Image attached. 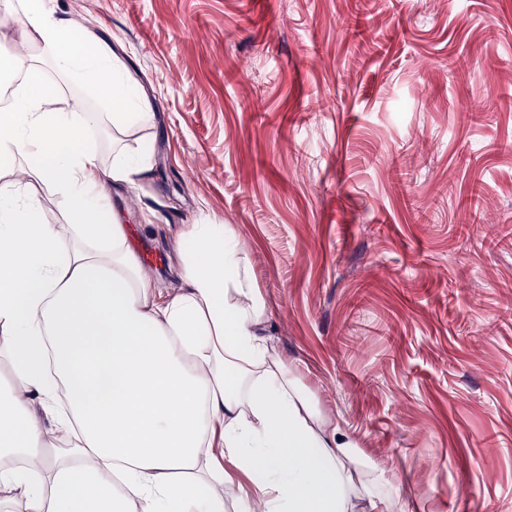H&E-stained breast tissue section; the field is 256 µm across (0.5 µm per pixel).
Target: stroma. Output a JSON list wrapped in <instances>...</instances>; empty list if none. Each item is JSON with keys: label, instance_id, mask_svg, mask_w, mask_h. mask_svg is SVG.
Returning <instances> with one entry per match:
<instances>
[{"label": "stroma", "instance_id": "stroma-1", "mask_svg": "<svg viewBox=\"0 0 512 512\" xmlns=\"http://www.w3.org/2000/svg\"><path fill=\"white\" fill-rule=\"evenodd\" d=\"M156 113L101 162L129 246L175 275L182 224L233 225L300 385L407 512H512V0H51ZM482 207L473 211L471 197Z\"/></svg>", "mask_w": 512, "mask_h": 512}]
</instances>
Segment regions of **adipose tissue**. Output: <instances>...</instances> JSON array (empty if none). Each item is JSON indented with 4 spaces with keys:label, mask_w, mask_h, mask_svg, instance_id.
Masks as SVG:
<instances>
[{
    "label": "adipose tissue",
    "mask_w": 512,
    "mask_h": 512,
    "mask_svg": "<svg viewBox=\"0 0 512 512\" xmlns=\"http://www.w3.org/2000/svg\"><path fill=\"white\" fill-rule=\"evenodd\" d=\"M18 44L91 88L123 130L152 103L109 43L48 0H22ZM97 116L37 72L0 112V490L24 512H405L357 485L374 462L265 337L267 309L227 224H187L180 285L156 288L107 200L152 149L104 168ZM54 185L44 220L33 179Z\"/></svg>",
    "instance_id": "ef3b65f1"
}]
</instances>
